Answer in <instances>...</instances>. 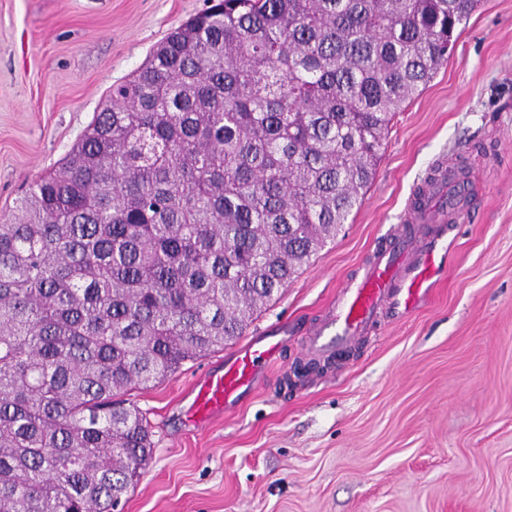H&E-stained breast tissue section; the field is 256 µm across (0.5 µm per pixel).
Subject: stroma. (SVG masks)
<instances>
[{"instance_id":"35a3bbf8","label":"stroma","mask_w":512,"mask_h":512,"mask_svg":"<svg viewBox=\"0 0 512 512\" xmlns=\"http://www.w3.org/2000/svg\"><path fill=\"white\" fill-rule=\"evenodd\" d=\"M212 3L0 0V218L113 83ZM449 156L473 210L449 225L429 297L383 312L333 357L305 351L307 329ZM264 330L288 347L223 417L192 428L182 414L220 349L127 395L153 453L123 512H512V0H480L447 64L393 117L361 205L245 334Z\"/></svg>"}]
</instances>
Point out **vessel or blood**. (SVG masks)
I'll return each instance as SVG.
<instances>
[{
	"instance_id": "1",
	"label": "vessel or blood",
	"mask_w": 512,
	"mask_h": 512,
	"mask_svg": "<svg viewBox=\"0 0 512 512\" xmlns=\"http://www.w3.org/2000/svg\"><path fill=\"white\" fill-rule=\"evenodd\" d=\"M445 173L451 165H443ZM443 177L426 183L412 208L383 237L373 261L360 275L349 278L340 289L328 317L304 340L315 351H333L353 345L366 335L379 311L386 307L412 309L423 301L438 268L436 258L443 251L446 227L458 223L469 213L466 196H457L449 205L437 207L436 199L446 185ZM411 224H432L433 234L409 238ZM287 338L255 336L233 350L223 368L209 369L196 377L186 418L199 425L214 415L227 412L245 392L261 382L269 363L280 356Z\"/></svg>"
}]
</instances>
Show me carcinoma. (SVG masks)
I'll return each mask as SVG.
<instances>
[{
  "label": "carcinoma",
  "instance_id": "obj_1",
  "mask_svg": "<svg viewBox=\"0 0 512 512\" xmlns=\"http://www.w3.org/2000/svg\"><path fill=\"white\" fill-rule=\"evenodd\" d=\"M478 0H219L0 220V512H115L122 396L237 339L336 237Z\"/></svg>",
  "mask_w": 512,
  "mask_h": 512
}]
</instances>
